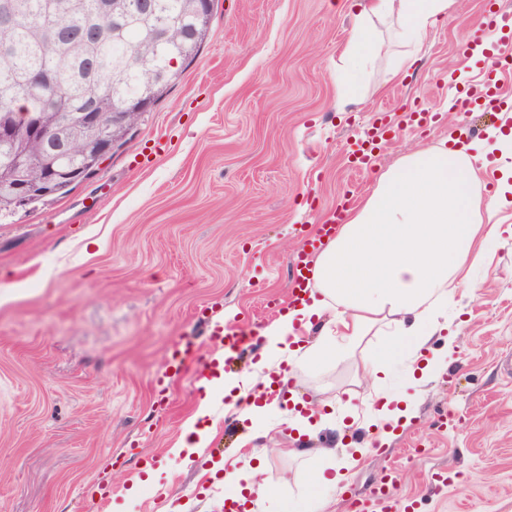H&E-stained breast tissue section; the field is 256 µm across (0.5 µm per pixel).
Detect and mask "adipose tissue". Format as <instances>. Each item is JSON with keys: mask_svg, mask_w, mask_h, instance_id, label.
I'll list each match as a JSON object with an SVG mask.
<instances>
[{"mask_svg": "<svg viewBox=\"0 0 512 512\" xmlns=\"http://www.w3.org/2000/svg\"><path fill=\"white\" fill-rule=\"evenodd\" d=\"M454 0H359L352 9L355 35L347 47L354 71H362L380 49L377 23L394 21L391 45L398 48L391 79L403 78L431 28L446 18ZM495 187L488 197L473 187L486 172ZM512 128H488L471 141L452 136L418 150L382 172L372 192L351 208L335 237L310 263L312 294L263 330V354H290L311 369L357 346L372 328L390 337L362 362L366 375L382 380L406 357L425 351L431 337L451 336L448 299L471 285V273L491 262V253L512 225ZM311 342L290 346L301 332ZM253 373L224 375V391L254 419L278 410L282 386L265 378L266 396L253 403ZM263 450L225 458L224 487L236 501L268 493L261 481Z\"/></svg>", "mask_w": 512, "mask_h": 512, "instance_id": "adipose-tissue-1", "label": "adipose tissue"}]
</instances>
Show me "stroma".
<instances>
[{"instance_id": "35a3bbf8", "label": "stroma", "mask_w": 512, "mask_h": 512, "mask_svg": "<svg viewBox=\"0 0 512 512\" xmlns=\"http://www.w3.org/2000/svg\"><path fill=\"white\" fill-rule=\"evenodd\" d=\"M353 2L214 0L196 57L108 159L67 194L0 216V512H222L214 467L253 446L269 450V493L252 512H310V469L327 463L345 474L327 512H349L350 497L391 472L420 512H512V239L474 272L476 297L449 299L460 333L435 381H412L409 360L385 387L364 377L362 359L385 341L375 332L332 365L296 372V395L330 408L309 456L291 453L294 422L217 417L224 387L200 383L209 326L269 324L304 230L456 124L477 138L500 122L455 120L448 95L458 71L466 85L482 79L485 60L459 66L461 42L489 4L512 24V0H454L406 78L390 80L394 58L381 56L359 100L342 104ZM410 112L433 119L410 126ZM382 121L396 137L353 170L356 143ZM187 339L196 357L170 379L168 357ZM384 391L416 397V417L385 451L350 460ZM202 406L206 448L171 467ZM437 471L447 483H431Z\"/></svg>"}]
</instances>
